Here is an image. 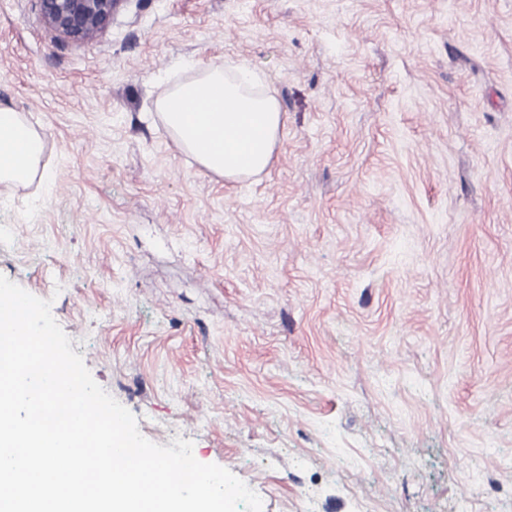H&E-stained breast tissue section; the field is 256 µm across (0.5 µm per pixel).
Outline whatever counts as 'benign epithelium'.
I'll list each match as a JSON object with an SVG mask.
<instances>
[{
    "mask_svg": "<svg viewBox=\"0 0 512 512\" xmlns=\"http://www.w3.org/2000/svg\"><path fill=\"white\" fill-rule=\"evenodd\" d=\"M125 0H40L45 25L76 43L101 35Z\"/></svg>",
    "mask_w": 512,
    "mask_h": 512,
    "instance_id": "7a95c632",
    "label": "benign epithelium"
}]
</instances>
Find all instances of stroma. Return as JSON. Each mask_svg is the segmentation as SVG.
Masks as SVG:
<instances>
[{"instance_id": "1", "label": "stroma", "mask_w": 512, "mask_h": 512, "mask_svg": "<svg viewBox=\"0 0 512 512\" xmlns=\"http://www.w3.org/2000/svg\"><path fill=\"white\" fill-rule=\"evenodd\" d=\"M247 62L283 112L230 182L157 109ZM0 275L94 380L262 512H512V0H124L73 43L0 0ZM12 109L0 107V181L28 183L38 172L44 148L43 136ZM25 128V137L18 132Z\"/></svg>"}]
</instances>
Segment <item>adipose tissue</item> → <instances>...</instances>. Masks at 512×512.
I'll return each mask as SVG.
<instances>
[{
	"label": "adipose tissue",
	"instance_id": "adipose-tissue-1",
	"mask_svg": "<svg viewBox=\"0 0 512 512\" xmlns=\"http://www.w3.org/2000/svg\"><path fill=\"white\" fill-rule=\"evenodd\" d=\"M244 63L199 65L171 87L157 110L176 146L208 172L238 181L271 163L282 125L274 97L259 93ZM44 139L12 109L0 107V181L28 183L38 172Z\"/></svg>",
	"mask_w": 512,
	"mask_h": 512
}]
</instances>
